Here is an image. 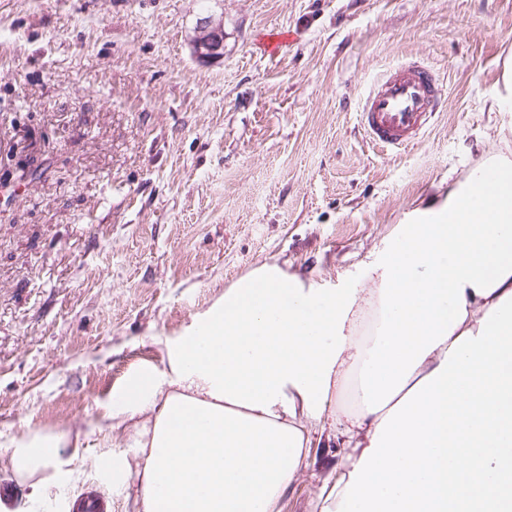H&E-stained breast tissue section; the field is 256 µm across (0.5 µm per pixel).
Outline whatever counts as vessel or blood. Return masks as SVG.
Segmentation results:
<instances>
[{
	"instance_id": "1",
	"label": "vessel or blood",
	"mask_w": 512,
	"mask_h": 512,
	"mask_svg": "<svg viewBox=\"0 0 512 512\" xmlns=\"http://www.w3.org/2000/svg\"><path fill=\"white\" fill-rule=\"evenodd\" d=\"M439 75L419 62L385 70L359 104L357 121L380 150L399 152L424 136L441 104Z\"/></svg>"
}]
</instances>
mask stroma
I'll return each instance as SVG.
<instances>
[{"instance_id": "stroma-1", "label": "stroma", "mask_w": 512, "mask_h": 512, "mask_svg": "<svg viewBox=\"0 0 512 512\" xmlns=\"http://www.w3.org/2000/svg\"><path fill=\"white\" fill-rule=\"evenodd\" d=\"M224 28L203 61L201 24ZM424 59L446 103L401 154L359 101ZM35 155L0 203V456L79 438V480L32 503L0 463V512H140L100 473L127 435L89 423L160 342L262 263L325 288L367 264L476 165L512 160V0H0V154ZM347 449L318 435L282 512H319Z\"/></svg>"}]
</instances>
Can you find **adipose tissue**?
Returning a JSON list of instances; mask_svg holds the SVG:
<instances>
[{"mask_svg": "<svg viewBox=\"0 0 512 512\" xmlns=\"http://www.w3.org/2000/svg\"><path fill=\"white\" fill-rule=\"evenodd\" d=\"M480 164L369 265L323 288L275 263L239 279L134 373L92 427L125 428L104 475L142 512H282L312 429L352 448L320 512H512V162ZM354 381L359 409L330 403ZM63 434L7 465L35 500L78 469ZM136 483H128V473Z\"/></svg>", "mask_w": 512, "mask_h": 512, "instance_id": "obj_1", "label": "adipose tissue"}]
</instances>
